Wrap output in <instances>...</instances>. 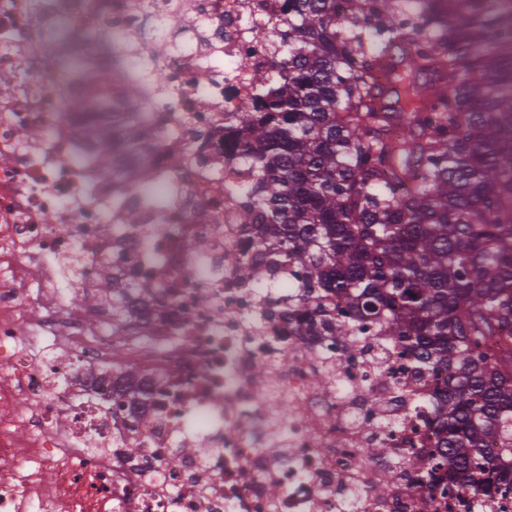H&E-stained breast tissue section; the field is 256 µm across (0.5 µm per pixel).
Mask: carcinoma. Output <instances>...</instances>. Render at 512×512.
I'll use <instances>...</instances> for the list:
<instances>
[{
  "label": "carcinoma",
  "mask_w": 512,
  "mask_h": 512,
  "mask_svg": "<svg viewBox=\"0 0 512 512\" xmlns=\"http://www.w3.org/2000/svg\"><path fill=\"white\" fill-rule=\"evenodd\" d=\"M286 0L282 57L225 137L252 163L237 221L274 271L286 263L320 315L355 336L373 327L435 380L441 458L476 489H512V12L498 0ZM396 85L379 98V75ZM100 88L99 62L64 76ZM148 69L88 120L95 162L167 205L135 162L154 138L141 112ZM102 267L85 308L115 288ZM112 335L125 337L121 295ZM496 435L501 448L486 452Z\"/></svg>",
  "instance_id": "carcinoma-1"
}]
</instances>
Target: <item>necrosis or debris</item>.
<instances>
[{"label": "necrosis or debris", "instance_id": "4bbe7bcc", "mask_svg": "<svg viewBox=\"0 0 512 512\" xmlns=\"http://www.w3.org/2000/svg\"><path fill=\"white\" fill-rule=\"evenodd\" d=\"M71 2L90 51L104 47L103 29L126 46L107 57L105 90L138 60L164 71L143 110L156 127L147 159L174 202L150 208L97 164H78L92 150L73 108L82 93L47 57L49 21L37 0H0V73L10 78L0 84V512H417L415 483L436 446L433 381L396 351L378 356L379 336L292 315L253 323L265 298L236 274L235 259L258 252L209 159L224 153L227 187L255 177L224 149L225 116L250 106L255 75L274 73L284 0ZM175 8L185 17L177 35L165 24ZM35 126L45 136L24 137ZM202 208L211 223H196ZM201 237L208 249L197 255ZM106 264L131 309L121 343L111 298L70 306ZM288 348L296 355L285 362ZM116 362L139 370L119 398ZM259 364L270 386L256 383ZM319 372L329 381L316 389ZM22 394L36 413L16 408ZM384 438L414 468L369 456ZM130 439L140 457H126ZM176 453L183 464L168 470ZM380 483L391 486L382 499L369 491ZM426 496L427 512H512V499L477 494L443 469Z\"/></svg>", "mask_w": 512, "mask_h": 512}]
</instances>
